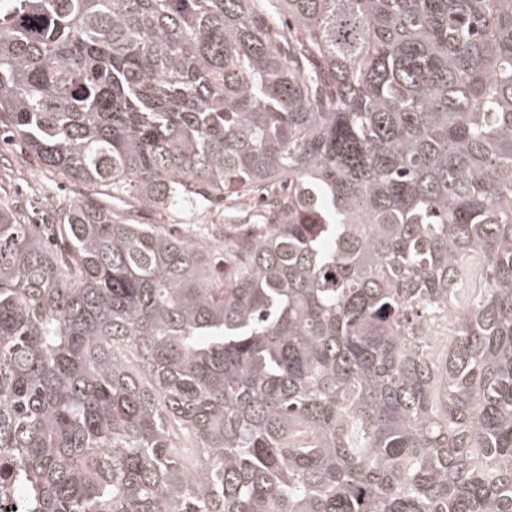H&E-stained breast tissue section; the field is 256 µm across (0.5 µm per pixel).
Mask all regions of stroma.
I'll list each match as a JSON object with an SVG mask.
<instances>
[{"label": "stroma", "mask_w": 512, "mask_h": 512, "mask_svg": "<svg viewBox=\"0 0 512 512\" xmlns=\"http://www.w3.org/2000/svg\"><path fill=\"white\" fill-rule=\"evenodd\" d=\"M94 194H97L95 187L63 180L56 173L42 169L22 144L0 149V205L20 209L32 223H50L57 207L69 206ZM100 197L130 223L160 224L193 238L204 235L207 223L219 224L224 220L223 207L203 199L190 206L165 209L139 205L122 194L105 193Z\"/></svg>", "instance_id": "obj_1"}]
</instances>
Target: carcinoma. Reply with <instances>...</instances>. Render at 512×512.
Returning a JSON list of instances; mask_svg holds the SVG:
<instances>
[{
	"instance_id": "cac0c4a2",
	"label": "carcinoma",
	"mask_w": 512,
	"mask_h": 512,
	"mask_svg": "<svg viewBox=\"0 0 512 512\" xmlns=\"http://www.w3.org/2000/svg\"><path fill=\"white\" fill-rule=\"evenodd\" d=\"M0 0V497L512 512V0ZM448 319L432 335L428 319ZM85 195L101 198L112 210L122 213L128 224H163L192 238L206 233L204 226L196 224L224 223L225 202L216 206L200 199L190 206L166 209L141 206L122 194L116 193L112 198V190L107 187L65 182L56 173L42 169L22 144L9 146L8 150L0 148V205L20 209L29 217L30 224H51L54 221L51 210L68 207Z\"/></svg>"
}]
</instances>
